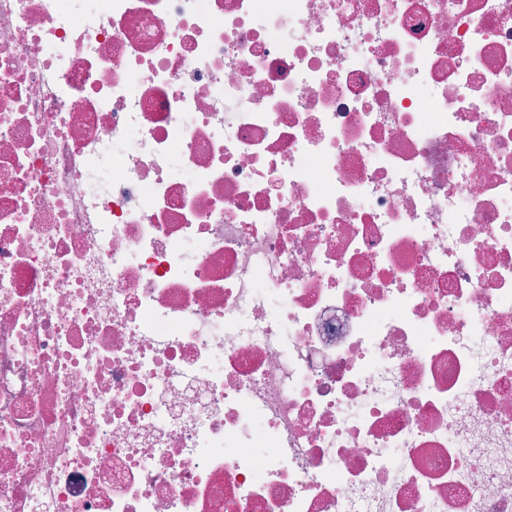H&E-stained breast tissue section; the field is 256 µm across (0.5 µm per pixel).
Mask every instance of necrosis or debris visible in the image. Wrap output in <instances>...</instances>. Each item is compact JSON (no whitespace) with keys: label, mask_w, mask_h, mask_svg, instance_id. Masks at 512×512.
<instances>
[{"label":"necrosis or debris","mask_w":512,"mask_h":512,"mask_svg":"<svg viewBox=\"0 0 512 512\" xmlns=\"http://www.w3.org/2000/svg\"><path fill=\"white\" fill-rule=\"evenodd\" d=\"M0 512H512V0H0Z\"/></svg>","instance_id":"1"}]
</instances>
